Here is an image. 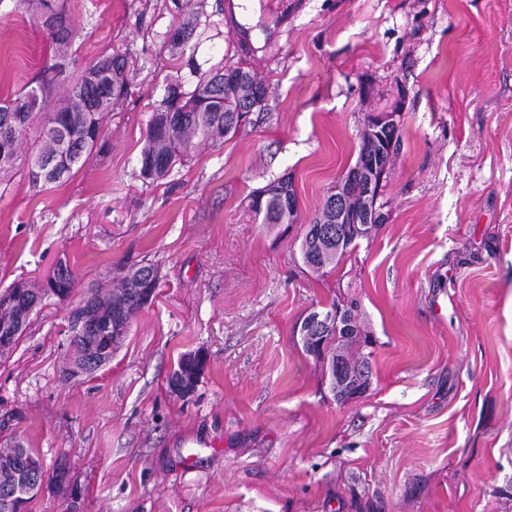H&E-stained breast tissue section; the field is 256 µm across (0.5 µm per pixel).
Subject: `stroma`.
<instances>
[{
  "label": "stroma",
  "mask_w": 512,
  "mask_h": 512,
  "mask_svg": "<svg viewBox=\"0 0 512 512\" xmlns=\"http://www.w3.org/2000/svg\"><path fill=\"white\" fill-rule=\"evenodd\" d=\"M66 68L128 57L104 147L34 192L23 144L0 174V290L74 271L0 356V446L67 459L79 512H512V0H67ZM192 23L186 45L175 28ZM36 15L0 0V100L57 63ZM244 63L264 109L157 181L138 159L167 84ZM403 146L389 215L320 276L301 244L356 160L368 117ZM291 178L296 212L265 224L252 195ZM153 302L109 363L63 378L68 313L130 268ZM373 339L347 403L296 329L336 297ZM201 352L193 394L168 387Z\"/></svg>",
  "instance_id": "35a3bbf8"
}]
</instances>
